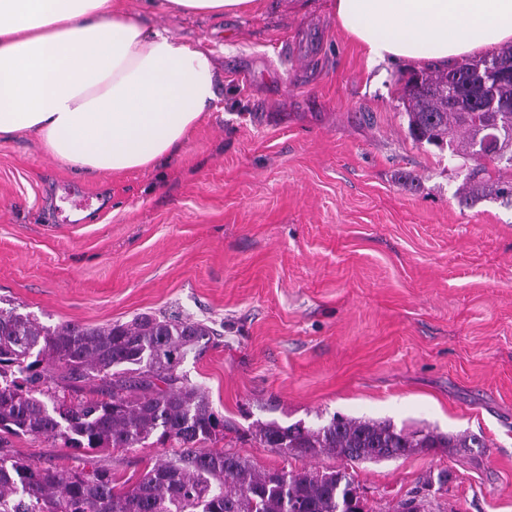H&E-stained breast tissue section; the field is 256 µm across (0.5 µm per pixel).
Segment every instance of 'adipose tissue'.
<instances>
[{"label":"adipose tissue","mask_w":512,"mask_h":512,"mask_svg":"<svg viewBox=\"0 0 512 512\" xmlns=\"http://www.w3.org/2000/svg\"><path fill=\"white\" fill-rule=\"evenodd\" d=\"M182 14L254 0H159ZM373 62L447 64L512 41V0H335ZM217 98L211 51L147 29L119 0H0V139L34 135L81 175L174 155Z\"/></svg>","instance_id":"ef3b65f1"}]
</instances>
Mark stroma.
<instances>
[{
	"instance_id": "35a3bbf8",
	"label": "stroma",
	"mask_w": 512,
	"mask_h": 512,
	"mask_svg": "<svg viewBox=\"0 0 512 512\" xmlns=\"http://www.w3.org/2000/svg\"><path fill=\"white\" fill-rule=\"evenodd\" d=\"M212 51L218 99L153 168L79 176L37 139H0V308L47 327L176 314L216 330L181 369L244 430L341 414L477 435L352 464L282 457L228 434L259 469H344L371 512L448 470L442 512H512V205L465 202L462 159L415 142L399 91L424 62L370 64L334 0H255L238 16L146 11ZM12 453L77 468L33 436ZM157 448L100 465L138 481Z\"/></svg>"
}]
</instances>
